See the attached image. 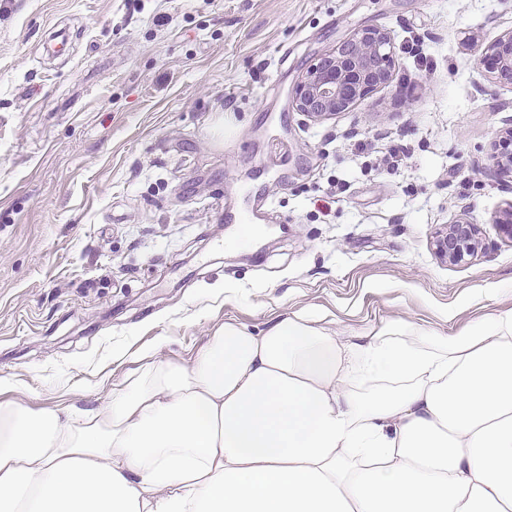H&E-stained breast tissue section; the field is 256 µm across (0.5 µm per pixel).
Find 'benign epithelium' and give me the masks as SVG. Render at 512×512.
Listing matches in <instances>:
<instances>
[{
    "label": "benign epithelium",
    "instance_id": "1",
    "mask_svg": "<svg viewBox=\"0 0 512 512\" xmlns=\"http://www.w3.org/2000/svg\"><path fill=\"white\" fill-rule=\"evenodd\" d=\"M394 47L388 33L367 27L322 54L292 93V106L311 118L344 112L361 98L387 84L391 76ZM482 60L490 62L500 83L512 85V31L486 48ZM493 166L512 169V128L495 146ZM475 224H450L438 233L435 250L440 259L461 263L478 249Z\"/></svg>",
    "mask_w": 512,
    "mask_h": 512
}]
</instances>
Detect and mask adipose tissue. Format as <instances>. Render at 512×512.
<instances>
[{
	"mask_svg": "<svg viewBox=\"0 0 512 512\" xmlns=\"http://www.w3.org/2000/svg\"><path fill=\"white\" fill-rule=\"evenodd\" d=\"M98 406L0 402V512H512V313L225 322Z\"/></svg>",
	"mask_w": 512,
	"mask_h": 512,
	"instance_id": "obj_1",
	"label": "adipose tissue"
}]
</instances>
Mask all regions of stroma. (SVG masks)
Returning <instances> with one entry per match:
<instances>
[{
  "label": "stroma",
  "mask_w": 512,
  "mask_h": 512,
  "mask_svg": "<svg viewBox=\"0 0 512 512\" xmlns=\"http://www.w3.org/2000/svg\"><path fill=\"white\" fill-rule=\"evenodd\" d=\"M389 83L313 120L294 86L354 31ZM512 0H7L0 9V377L39 410L96 406L160 345L310 311L345 336L442 335L512 311V85L484 48ZM403 149L398 166L384 157ZM253 215L228 250L225 208ZM467 221V262L434 253Z\"/></svg>",
  "instance_id": "35a3bbf8"
}]
</instances>
